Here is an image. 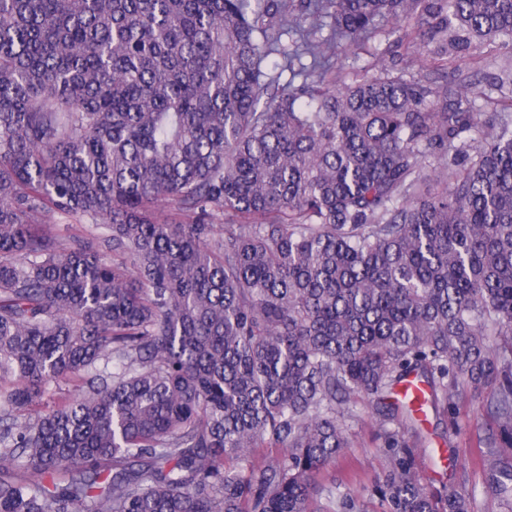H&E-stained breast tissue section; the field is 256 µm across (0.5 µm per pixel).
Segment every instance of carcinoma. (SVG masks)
<instances>
[{
  "label": "carcinoma",
  "mask_w": 512,
  "mask_h": 512,
  "mask_svg": "<svg viewBox=\"0 0 512 512\" xmlns=\"http://www.w3.org/2000/svg\"><path fill=\"white\" fill-rule=\"evenodd\" d=\"M385 22L452 79L336 87ZM491 45L512 0H0V512H361L315 480L360 402L396 425L384 512H475L466 475L415 478L410 376L452 425L486 392L512 512V93L483 112L465 72Z\"/></svg>",
  "instance_id": "1"
}]
</instances>
